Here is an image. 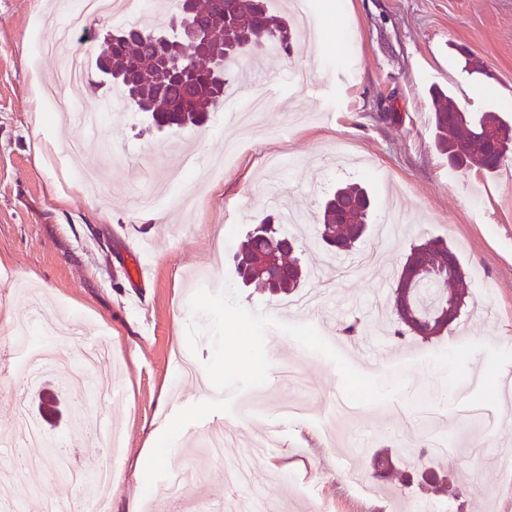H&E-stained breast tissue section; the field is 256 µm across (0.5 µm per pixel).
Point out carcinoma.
I'll use <instances>...</instances> for the list:
<instances>
[{"mask_svg": "<svg viewBox=\"0 0 512 512\" xmlns=\"http://www.w3.org/2000/svg\"><path fill=\"white\" fill-rule=\"evenodd\" d=\"M207 43L202 50L176 58L162 41L163 34L138 28L135 37L116 31L104 40L99 57H107L113 83L122 86L125 105L148 112L162 127L202 126L208 112L224 96L226 80L211 68L212 56L224 64L236 60L239 47L250 44L251 53L269 45L289 56L294 51L288 27L271 14L266 0H194L189 15ZM432 126L438 148L456 167H472L492 173L512 153V127L494 112L459 110L445 90L434 92ZM366 193L347 184L325 202L320 239L347 251L363 236L367 218ZM289 250L281 247L279 230H253L234 255L236 270L246 286L272 294L292 293L304 277L299 259L282 260ZM281 264L268 265V255ZM467 283L457 254L440 239H429L411 248L399 274L389 305L401 328L395 335L411 333L424 340L441 336L460 315Z\"/></svg>", "mask_w": 512, "mask_h": 512, "instance_id": "cac0c4a2", "label": "carcinoma"}]
</instances>
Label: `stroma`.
Wrapping results in <instances>:
<instances>
[{
    "mask_svg": "<svg viewBox=\"0 0 512 512\" xmlns=\"http://www.w3.org/2000/svg\"><path fill=\"white\" fill-rule=\"evenodd\" d=\"M323 38L299 43L291 57L269 54L234 69L230 86L241 95L224 101L200 127L158 130L145 113L113 103L114 90L96 66L79 89L59 81L67 52L96 59L110 21L76 33L67 49L45 53L35 41L54 42L50 0H0V333L27 320L20 282L40 293L62 322H80L88 341L109 349L116 394H90L78 384L81 363L46 369L38 381L0 386V447L44 460L46 471L27 479L25 496L0 491V512H36L54 494L89 500L88 486L60 477L46 446L61 445L87 471H112L105 492L109 512H178L165 482L144 489L143 465L177 411L213 399L209 379L177 381V355L196 367L213 357L207 335L187 344L192 273L207 268L216 244L224 266L209 291L230 285L247 310L289 324L309 322L332 346L357 324L367 349L386 347V364L368 376L406 385L392 399L355 407L349 422L332 411L344 398L336 366L306 352L277 328L266 332V384L237 393L231 413L189 424L173 444L168 467H190L204 478L209 503L226 504L234 488L225 477L241 449L275 435L272 453L251 481L270 512H387L386 503L348 487L343 471L359 469L365 482L396 490L398 512H512V167L488 176L457 168L435 146L432 91L452 90L469 112L495 111L512 123V0H307ZM307 81L295 78L298 69ZM272 90L269 108L240 140L233 112L245 103L254 77ZM486 93L473 97L474 87ZM70 112L103 115L109 133L87 142L99 161L100 195L78 187L69 151L79 130ZM184 152L221 160L197 198L178 205L195 168L170 182L169 158ZM167 185L162 200L145 204L151 188ZM357 184L371 199L370 232L355 254L375 247V265L347 267V258L315 243L325 199ZM288 207L293 223L281 231L309 270L296 300L318 294L310 314L293 311L284 295L242 285L233 255L244 235ZM447 241L458 254L469 296L453 331L424 341L397 338L387 302L411 245ZM150 270L142 286L127 277L132 249ZM300 367L306 384L284 385L282 371ZM47 440L19 447L10 416L16 394ZM300 399L305 414L280 417L255 410L262 399ZM238 425L223 462L204 443L225 422ZM122 435L120 452L107 433ZM416 447L435 437L447 449L433 463L401 460L402 436ZM392 457L378 477L376 461Z\"/></svg>",
    "mask_w": 512,
    "mask_h": 512,
    "instance_id": "1",
    "label": "stroma"
}]
</instances>
